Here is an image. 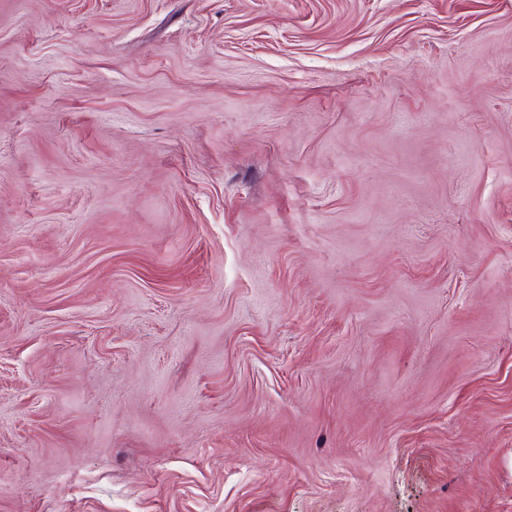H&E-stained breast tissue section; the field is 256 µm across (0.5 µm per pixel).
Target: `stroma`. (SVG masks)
<instances>
[{"label":"stroma","instance_id":"1","mask_svg":"<svg viewBox=\"0 0 512 512\" xmlns=\"http://www.w3.org/2000/svg\"><path fill=\"white\" fill-rule=\"evenodd\" d=\"M0 512H512V0H0Z\"/></svg>","mask_w":512,"mask_h":512}]
</instances>
